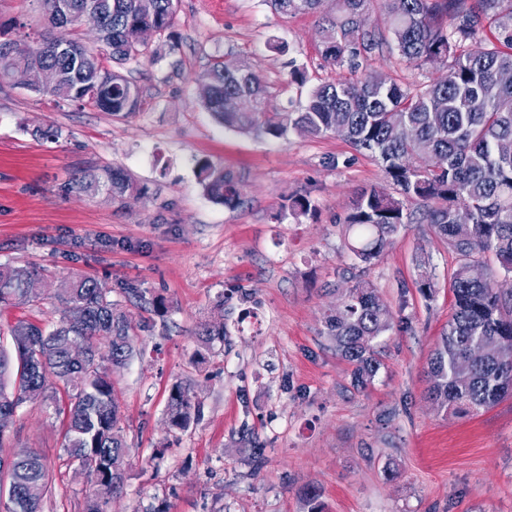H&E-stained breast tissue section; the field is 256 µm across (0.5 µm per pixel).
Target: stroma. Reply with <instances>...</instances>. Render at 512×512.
<instances>
[{"mask_svg": "<svg viewBox=\"0 0 512 512\" xmlns=\"http://www.w3.org/2000/svg\"><path fill=\"white\" fill-rule=\"evenodd\" d=\"M318 20L279 16L266 0H178L170 43L120 67L143 99L127 118L0 82V264H36L45 283L39 302L0 308V346L11 348L17 321L52 328L62 316L54 289L74 274L111 288L140 328L142 356L112 374L129 464L108 512H302L309 486L326 512H512V396L464 418L428 396L459 257L425 220L426 204H413L414 223L378 260L357 263L345 217L361 192L395 191L378 160L333 134L241 135L199 101L208 70L227 61L262 76L273 112L296 109L310 86L350 78L323 60ZM47 28L37 0H0L6 38L32 45ZM273 38L285 53L269 49ZM295 67L306 85L292 81ZM46 125L61 128L58 141L35 136ZM204 161L243 178L242 203L204 194ZM102 167L129 173L140 195L120 204L61 193ZM289 195L309 196L313 216L275 222ZM425 275L435 284L427 297ZM354 279L375 285L391 323L378 343L384 367L363 391L323 323ZM129 285L163 298L166 312L129 301ZM404 317L411 331L400 330ZM201 323L223 324L226 336L197 366ZM177 382L200 405L183 431L167 422ZM64 434L51 409L27 402L0 442V456L45 457L42 512H86L97 493L75 473ZM247 434L260 452L242 443Z\"/></svg>", "mask_w": 512, "mask_h": 512, "instance_id": "35a3bbf8", "label": "stroma"}]
</instances>
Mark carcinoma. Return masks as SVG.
<instances>
[{"instance_id":"obj_1","label":"carcinoma","mask_w":512,"mask_h":512,"mask_svg":"<svg viewBox=\"0 0 512 512\" xmlns=\"http://www.w3.org/2000/svg\"><path fill=\"white\" fill-rule=\"evenodd\" d=\"M137 0H69L70 15L56 10V0H39L51 32L30 55L13 57L0 39V79L9 71L32 73L51 67L60 74L49 95L82 107L128 117L141 109L140 90L109 63L123 64L152 53L153 40L169 37L177 0H154L143 14ZM275 13L291 17L314 12L320 0H265ZM384 22L371 20L374 0H338L323 18L322 57L352 72L385 49L418 67L441 64L444 73L411 86L365 72L352 81L336 80L312 87L298 111L262 112L267 89L259 74L228 61L205 76L199 98L225 128L245 134L283 137L291 132L308 138L347 130L346 140L380 160L396 194L372 189L355 201L345 223L352 231L347 249L360 263L378 258L394 244L402 226L412 220L408 204H433L426 215L437 235L461 258L450 278L453 312L429 363L430 397L447 413L463 417L485 409L512 393V364L502 352L512 349V304L496 288L493 276L469 277V268L493 256L512 273V84L498 73L512 70V0H380ZM95 4L104 15L97 40L102 51L80 37L75 15ZM493 38H488L486 30ZM65 42L63 52L56 42ZM404 124L411 137L395 127ZM205 192L226 205L242 199L245 183L207 162L199 166ZM106 190L111 200L138 191L131 178L110 167L87 170L63 193L95 195ZM471 209L472 223L455 222V210ZM315 209L306 196H292L275 215L297 222ZM43 277L33 265L0 264V306L35 302ZM342 308L324 316L326 335L351 367L357 389L374 384L384 367L377 341L391 328L387 303L370 282L346 288ZM54 296L64 316L50 331L18 322L13 348L0 347V444L9 414L27 401L49 402L65 423L64 450L70 462L94 480L122 487L128 447L117 421L112 372L135 355L133 327L112 300L111 290L96 278L76 275L58 284ZM205 350L224 340V324H203L195 333ZM79 341L88 359L75 364L67 345ZM198 409L189 388L173 385L168 401L169 424L185 430ZM50 472L36 451L23 460L0 457V495L7 512H41L50 489ZM306 512H325L320 493L303 491Z\"/></svg>"}]
</instances>
